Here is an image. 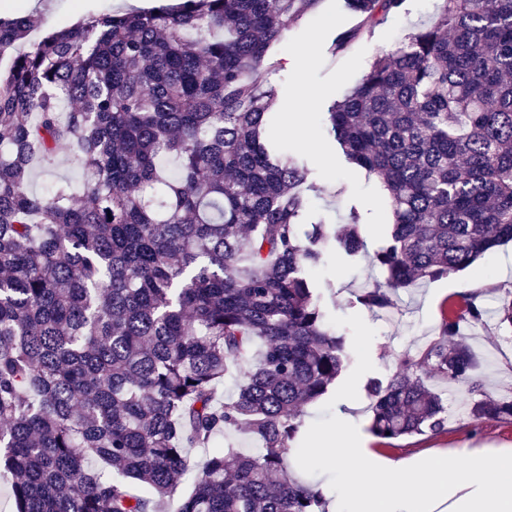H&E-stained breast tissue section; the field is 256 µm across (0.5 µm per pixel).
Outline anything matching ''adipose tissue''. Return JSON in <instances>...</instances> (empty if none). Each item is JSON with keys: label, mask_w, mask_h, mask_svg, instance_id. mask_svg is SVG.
I'll return each mask as SVG.
<instances>
[{"label": "adipose tissue", "mask_w": 512, "mask_h": 512, "mask_svg": "<svg viewBox=\"0 0 512 512\" xmlns=\"http://www.w3.org/2000/svg\"><path fill=\"white\" fill-rule=\"evenodd\" d=\"M342 478L336 512H512V448L472 449L451 458H392L326 432L308 450Z\"/></svg>", "instance_id": "adipose-tissue-1"}]
</instances>
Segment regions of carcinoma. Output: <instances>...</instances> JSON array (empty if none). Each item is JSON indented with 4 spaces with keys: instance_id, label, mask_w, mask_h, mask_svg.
Listing matches in <instances>:
<instances>
[{
    "instance_id": "cac0c4a2",
    "label": "carcinoma",
    "mask_w": 512,
    "mask_h": 512,
    "mask_svg": "<svg viewBox=\"0 0 512 512\" xmlns=\"http://www.w3.org/2000/svg\"><path fill=\"white\" fill-rule=\"evenodd\" d=\"M320 0H180L91 17L17 47L38 15L0 18V476L13 512H150L187 473L178 512H327L288 470L303 409L353 362L331 326V252L364 248L355 208L336 232L313 219L323 188L276 130L272 82L288 28ZM343 53L405 0H345ZM343 157L375 176L391 223L374 262L386 281L355 301L388 310L418 281L512 242V0H442L435 21L379 53L327 109ZM64 155L80 189L31 190ZM368 384L381 439L437 433L448 410L431 372L481 391L464 322ZM512 333V300L496 310ZM256 357L220 400V385ZM474 419L512 417L476 400ZM243 429L189 465L186 450ZM227 441H232L235 443V446L241 450L246 452H254L255 448H258L257 443L250 435L245 434L243 432H230L227 435H219L217 436L212 443L209 445V448L200 449V448H190L189 455L191 456L192 462L200 460L205 457L206 454L211 452L217 448H225Z\"/></svg>"
}]
</instances>
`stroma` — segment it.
<instances>
[{
    "label": "stroma",
    "mask_w": 512,
    "mask_h": 512,
    "mask_svg": "<svg viewBox=\"0 0 512 512\" xmlns=\"http://www.w3.org/2000/svg\"><path fill=\"white\" fill-rule=\"evenodd\" d=\"M439 6L440 0H406L403 11L388 16L371 38L354 42L343 55L333 58L327 52L331 38L354 26L357 19L344 0H321L311 16L288 31L280 52L282 67L273 81L281 109L288 114L285 141L290 149L307 157L315 178L326 188L314 202L315 216L339 228L349 208L358 209L364 217V251L352 260L333 257L317 273L319 279L333 285L326 302L334 324L355 336L358 351L354 364L337 381L333 392L305 408L310 434L315 437L344 430L357 443L392 456L422 452L451 455L461 463L466 450L472 448H512V421H473L467 413L473 394L431 375L428 385L448 398L450 415L444 430L385 440L369 430L367 385L370 380L390 377L404 354L424 349L437 337L443 313L460 304L462 296L475 293L487 314L483 323L466 328L464 334L481 360L484 390L496 399L512 401V337L498 330L495 318L501 300L512 292V243L487 253L468 270L399 290L392 309L371 312L362 308L355 303V295L385 279L384 271L373 262V253L382 224L390 220V209L375 180L344 161L319 122L332 99L358 85L377 52H391L402 46L413 31L433 21ZM127 8L126 0H36L32 7L25 0H14L13 7H0V17L28 12L42 15L43 30L33 31L28 37L33 43L43 32ZM301 83L315 92V103L297 95Z\"/></svg>",
    "instance_id": "35a3bbf8"
}]
</instances>
